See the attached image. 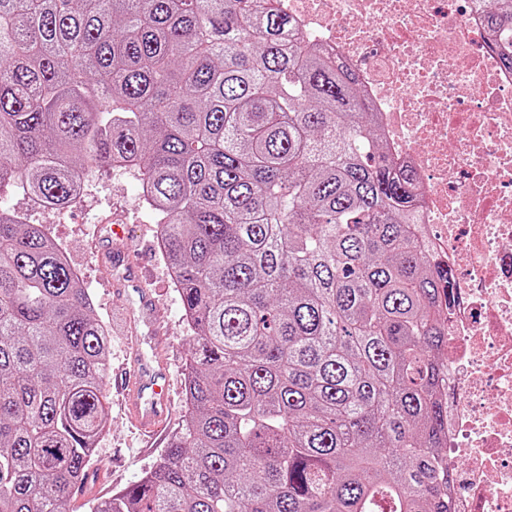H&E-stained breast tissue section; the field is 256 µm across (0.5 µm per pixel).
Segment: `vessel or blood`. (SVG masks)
<instances>
[{
	"label": "vessel or blood",
	"mask_w": 512,
	"mask_h": 512,
	"mask_svg": "<svg viewBox=\"0 0 512 512\" xmlns=\"http://www.w3.org/2000/svg\"><path fill=\"white\" fill-rule=\"evenodd\" d=\"M124 233L120 225L106 226L98 238L96 254L118 268L120 275L111 285L117 299L130 305L128 329L137 324L148 328L151 355H144L139 346H132L126 367L113 377L112 389L123 401L128 419L142 432L159 435L171 415L170 402L165 393L168 362L165 356L166 338L156 316L153 294L142 280L141 264L130 258L123 247Z\"/></svg>",
	"instance_id": "vessel-or-blood-1"
}]
</instances>
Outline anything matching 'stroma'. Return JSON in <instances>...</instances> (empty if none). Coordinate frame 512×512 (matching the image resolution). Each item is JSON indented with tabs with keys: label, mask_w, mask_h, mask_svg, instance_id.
<instances>
[{
	"label": "stroma",
	"mask_w": 512,
	"mask_h": 512,
	"mask_svg": "<svg viewBox=\"0 0 512 512\" xmlns=\"http://www.w3.org/2000/svg\"><path fill=\"white\" fill-rule=\"evenodd\" d=\"M0 207L15 212L27 224L44 225L48 234L65 248L71 265L82 274L94 301L95 312L105 322L111 341L110 370L124 367L128 337L122 327L124 308L109 291L117 272L111 263L97 260L91 244L102 222L129 224L133 236L126 249L138 260L144 278L157 299V314L167 338V359L171 368L173 411L171 433H178L184 413V367L191 336L184 309L158 246V226L141 198L138 179L109 166L90 171L83 197L77 204L57 211L35 203L22 188L14 187L0 196ZM124 417L119 402L109 404V426L98 441L85 482L84 494L75 496L76 512H90L93 500L111 497L134 483L161 453Z\"/></svg>",
	"instance_id": "1"
}]
</instances>
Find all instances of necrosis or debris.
<instances>
[{
  "instance_id": "necrosis-or-debris-1",
  "label": "necrosis or debris",
  "mask_w": 512,
  "mask_h": 512,
  "mask_svg": "<svg viewBox=\"0 0 512 512\" xmlns=\"http://www.w3.org/2000/svg\"><path fill=\"white\" fill-rule=\"evenodd\" d=\"M358 75L420 187L425 247L457 274L448 312L451 512H512V71L477 0H284Z\"/></svg>"
}]
</instances>
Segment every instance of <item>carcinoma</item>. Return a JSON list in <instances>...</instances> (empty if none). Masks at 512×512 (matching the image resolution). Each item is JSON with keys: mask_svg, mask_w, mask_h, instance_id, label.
Instances as JSON below:
<instances>
[{"mask_svg": "<svg viewBox=\"0 0 512 512\" xmlns=\"http://www.w3.org/2000/svg\"><path fill=\"white\" fill-rule=\"evenodd\" d=\"M488 48L512 70V0ZM138 175L192 333L181 431L91 512H449L455 301L349 67L278 0H0V193ZM109 333L65 251L0 211V512H72Z\"/></svg>", "mask_w": 512, "mask_h": 512, "instance_id": "obj_1", "label": "carcinoma"}]
</instances>
